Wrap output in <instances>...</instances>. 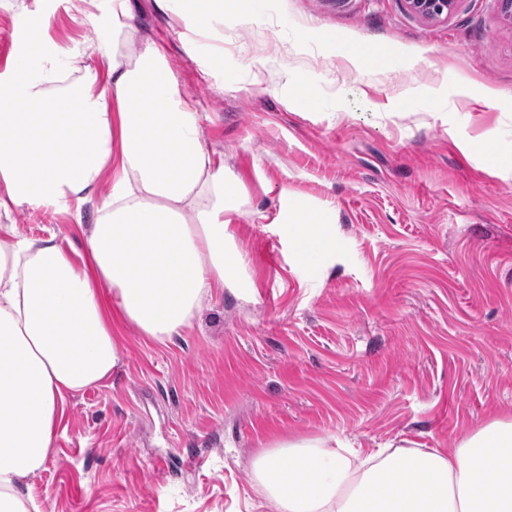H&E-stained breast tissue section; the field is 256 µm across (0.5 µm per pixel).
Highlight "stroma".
Returning <instances> with one entry per match:
<instances>
[{
	"mask_svg": "<svg viewBox=\"0 0 512 512\" xmlns=\"http://www.w3.org/2000/svg\"><path fill=\"white\" fill-rule=\"evenodd\" d=\"M132 4L134 42L163 45L243 194L225 244L243 256L246 284L162 343L113 320L117 367L69 396L27 480L42 512H272L252 464L275 440L448 451L512 417V168L490 172L466 149L512 147V25L500 0H457L436 19L405 0H266L259 22L214 25L217 77L204 74L175 0ZM107 10V0H0V44L29 25L31 50L49 39L94 64L86 17ZM343 40L391 46L392 67L336 58ZM299 76L322 87L323 109L291 106ZM284 197L328 217L336 247L318 262L299 261L282 235ZM93 220L89 205L78 219L25 205L9 218L69 252L84 251ZM199 454L210 461L201 471L189 463Z\"/></svg>",
	"mask_w": 512,
	"mask_h": 512,
	"instance_id": "1",
	"label": "stroma"
}]
</instances>
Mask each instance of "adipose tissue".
Segmentation results:
<instances>
[{
	"label": "adipose tissue",
	"mask_w": 512,
	"mask_h": 512,
	"mask_svg": "<svg viewBox=\"0 0 512 512\" xmlns=\"http://www.w3.org/2000/svg\"><path fill=\"white\" fill-rule=\"evenodd\" d=\"M131 0H109L108 35L58 94L74 56L19 43L0 73V214L13 207L80 211L95 220L86 256L0 224V512H41L26 483L49 455L70 394L111 376L113 318L165 342L203 303L238 282L244 259L225 231L242 197L206 147L208 115L185 94L160 44L124 57ZM187 29L224 17L261 20L265 0H177ZM111 100L98 93L100 84ZM108 194H101V186ZM281 230L304 261L334 247L327 217L286 198ZM276 512H512V419L465 433L454 451L345 440L279 441L253 462Z\"/></svg>",
	"instance_id": "adipose-tissue-1"
}]
</instances>
